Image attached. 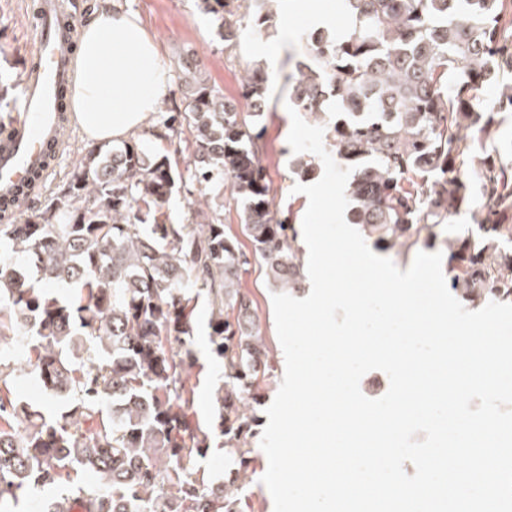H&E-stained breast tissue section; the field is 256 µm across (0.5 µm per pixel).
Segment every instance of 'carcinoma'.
Here are the masks:
<instances>
[{
	"mask_svg": "<svg viewBox=\"0 0 512 512\" xmlns=\"http://www.w3.org/2000/svg\"><path fill=\"white\" fill-rule=\"evenodd\" d=\"M269 0H200L224 48L235 49L243 14L258 25ZM354 27L319 30L288 76L299 111L317 119L328 94L340 117L327 139L355 167L351 221L403 258L442 241L449 287L469 306L512 303V0H346ZM181 103L159 113L154 146L129 140L86 151L43 207L0 224V343L22 337L16 365L34 373L58 417L34 415L0 382V512L19 494L87 471L96 489L71 485L41 512H240L237 492L205 476L197 459L210 435L188 412L184 375L195 310H210L209 351L223 366L214 427L233 482L250 476L254 406L273 376L253 301L241 286L256 261L282 293L302 290L298 231L273 211L257 123L268 74L247 71L241 108L203 78L194 56L176 61ZM484 87L497 90L486 103ZM184 149L170 150L174 140ZM479 157L476 172L469 170ZM229 184L242 233L224 205L196 225L168 212L176 189L189 209ZM461 214L472 225L440 239ZM29 258L32 279L14 258ZM64 283L62 297L48 288ZM218 200L224 203V225L230 226L234 232L239 234L243 250H251L250 241L241 234L239 227L240 204L237 202L236 195L231 193V189L227 184L224 185L223 195H220Z\"/></svg>",
	"mask_w": 512,
	"mask_h": 512,
	"instance_id": "cac0c4a2",
	"label": "carcinoma"
}]
</instances>
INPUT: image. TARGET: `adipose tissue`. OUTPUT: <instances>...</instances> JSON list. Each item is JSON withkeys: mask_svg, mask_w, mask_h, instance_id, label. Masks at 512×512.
I'll list each match as a JSON object with an SVG mask.
<instances>
[{"mask_svg": "<svg viewBox=\"0 0 512 512\" xmlns=\"http://www.w3.org/2000/svg\"><path fill=\"white\" fill-rule=\"evenodd\" d=\"M171 89L172 73L137 13L118 0H98L81 35L70 87L73 119L87 139H126Z\"/></svg>", "mask_w": 512, "mask_h": 512, "instance_id": "1", "label": "adipose tissue"}]
</instances>
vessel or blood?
I'll return each instance as SVG.
<instances>
[{"label":"vessel or blood","instance_id":"obj_1","mask_svg":"<svg viewBox=\"0 0 512 512\" xmlns=\"http://www.w3.org/2000/svg\"><path fill=\"white\" fill-rule=\"evenodd\" d=\"M34 41L21 79L19 110L0 140V200L26 202L61 156L70 128L63 94L74 77V48L83 22L79 0H36Z\"/></svg>","mask_w":512,"mask_h":512}]
</instances>
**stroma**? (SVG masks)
Instances as JSON below:
<instances>
[{"label":"stroma","instance_id":"obj_1","mask_svg":"<svg viewBox=\"0 0 512 512\" xmlns=\"http://www.w3.org/2000/svg\"><path fill=\"white\" fill-rule=\"evenodd\" d=\"M127 3L158 39L165 64L174 65L180 52H193L210 84L219 87L226 98H239L247 63H260L269 72L271 109L259 120L264 128L263 164L270 180L274 210L279 216L290 215L295 222H302L308 199L295 192L294 187L315 183L316 178L302 176L293 168L294 155L287 142L291 117L286 105L292 94L288 76L295 71V61L304 55L310 36L318 30L311 14L301 9L285 18L274 16L260 28L252 21H245L241 48L235 52L225 49L212 16L199 10L198 0H127ZM34 4L35 0H0V125L6 124L18 108L21 67L33 37ZM241 284L254 303L271 362L276 366L267 389L268 397L272 398L283 378V371L278 367L282 347L274 322V289L264 268L256 263L243 274ZM208 318L206 303H199L192 345L196 361L187 379L192 389L190 410L206 427L212 423L213 393L223 375L222 368L209 356ZM0 375L16 399L29 403L32 409L55 417L63 412L62 401H46L36 391L34 375L8 366L0 370ZM253 457L250 481L239 492L243 512H273L272 497L261 482L268 459L259 448L254 450Z\"/></svg>","mask_w":512,"mask_h":512}]
</instances>
